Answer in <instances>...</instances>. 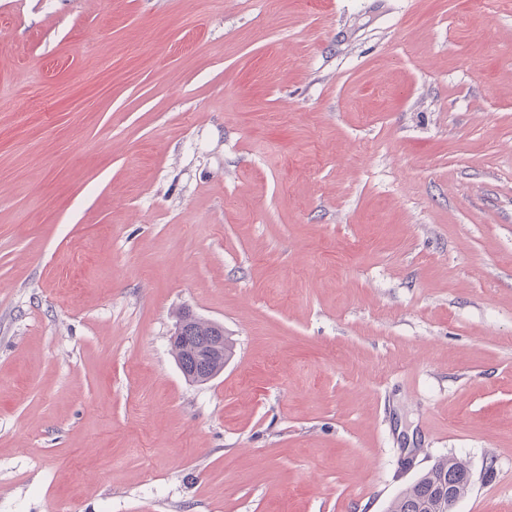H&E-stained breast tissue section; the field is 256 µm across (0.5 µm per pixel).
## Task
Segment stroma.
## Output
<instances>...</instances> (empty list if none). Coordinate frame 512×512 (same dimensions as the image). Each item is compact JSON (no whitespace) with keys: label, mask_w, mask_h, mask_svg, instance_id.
Returning <instances> with one entry per match:
<instances>
[{"label":"stroma","mask_w":512,"mask_h":512,"mask_svg":"<svg viewBox=\"0 0 512 512\" xmlns=\"http://www.w3.org/2000/svg\"><path fill=\"white\" fill-rule=\"evenodd\" d=\"M443 455L512 512V0H0V512H386ZM218 323L208 322L198 318L188 312H183L180 314L178 322L176 324L177 329L178 326H182L183 331L186 333V336H193L197 339H219L220 335L217 327L219 328ZM214 336H217L214 338Z\"/></svg>","instance_id":"stroma-1"}]
</instances>
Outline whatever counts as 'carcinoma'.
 <instances>
[{"mask_svg":"<svg viewBox=\"0 0 512 512\" xmlns=\"http://www.w3.org/2000/svg\"><path fill=\"white\" fill-rule=\"evenodd\" d=\"M177 325L186 335L197 339L219 335V324L188 312L180 314ZM466 472V464L454 456L436 459L391 501L388 512H448V486H453L460 496H465L468 492Z\"/></svg>","mask_w":512,"mask_h":512,"instance_id":"carcinoma-1","label":"carcinoma"}]
</instances>
